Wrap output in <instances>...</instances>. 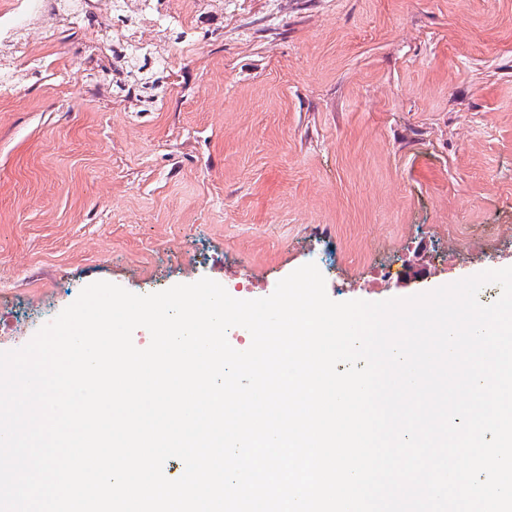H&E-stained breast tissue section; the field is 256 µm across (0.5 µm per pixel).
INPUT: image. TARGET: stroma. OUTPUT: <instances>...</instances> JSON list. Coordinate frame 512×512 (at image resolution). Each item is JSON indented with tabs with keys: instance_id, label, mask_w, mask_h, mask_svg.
<instances>
[{
	"instance_id": "stroma-1",
	"label": "stroma",
	"mask_w": 512,
	"mask_h": 512,
	"mask_svg": "<svg viewBox=\"0 0 512 512\" xmlns=\"http://www.w3.org/2000/svg\"><path fill=\"white\" fill-rule=\"evenodd\" d=\"M161 104L114 94L97 39L18 29L0 86V351L81 290L208 277L272 294L317 250L330 299L512 266V0H172ZM420 278L376 280L394 261Z\"/></svg>"
}]
</instances>
